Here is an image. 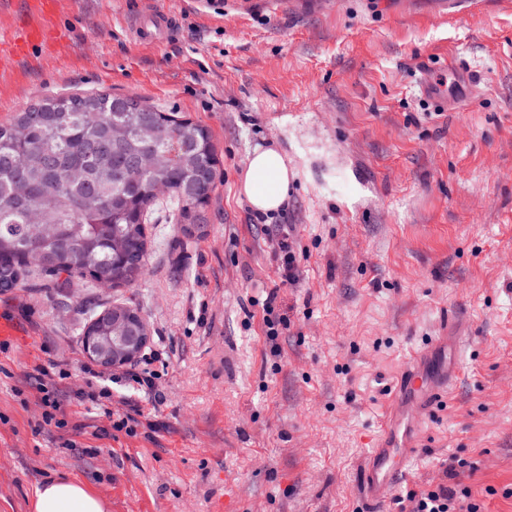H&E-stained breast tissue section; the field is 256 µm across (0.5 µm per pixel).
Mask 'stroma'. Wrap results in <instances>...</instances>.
I'll list each match as a JSON object with an SVG mask.
<instances>
[{
	"label": "stroma",
	"instance_id": "stroma-1",
	"mask_svg": "<svg viewBox=\"0 0 512 512\" xmlns=\"http://www.w3.org/2000/svg\"><path fill=\"white\" fill-rule=\"evenodd\" d=\"M169 39L130 29L144 0H60L59 46L0 59V121L45 96H137L206 127L219 165L199 234L167 200L146 270L104 288L45 276L0 292V512H31L50 477L110 512H393L451 457L481 512H512V0L445 18L443 0H154ZM462 70L444 109L432 92ZM295 172L257 220L240 193L256 148ZM289 227L297 285L280 283ZM285 317L267 337L262 304ZM126 303L139 360L94 365L81 337ZM454 376L380 503L363 483L402 372ZM154 370L161 399L132 380ZM61 408L40 427L37 368ZM97 394L78 402L75 393ZM141 409L156 432L112 429Z\"/></svg>",
	"mask_w": 512,
	"mask_h": 512
}]
</instances>
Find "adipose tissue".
<instances>
[{
	"label": "adipose tissue",
	"mask_w": 512,
	"mask_h": 512,
	"mask_svg": "<svg viewBox=\"0 0 512 512\" xmlns=\"http://www.w3.org/2000/svg\"><path fill=\"white\" fill-rule=\"evenodd\" d=\"M294 177L279 150L258 149L247 161L240 189L254 214L270 216L287 203ZM32 512H107V506L81 481L59 477L36 487Z\"/></svg>",
	"instance_id": "adipose-tissue-1"
}]
</instances>
